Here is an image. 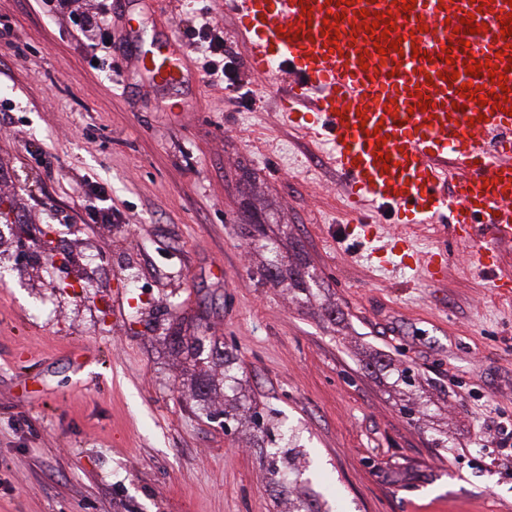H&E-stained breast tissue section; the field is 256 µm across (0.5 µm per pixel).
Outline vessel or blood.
<instances>
[{"mask_svg":"<svg viewBox=\"0 0 512 512\" xmlns=\"http://www.w3.org/2000/svg\"><path fill=\"white\" fill-rule=\"evenodd\" d=\"M224 16L247 52L250 71L287 76L280 117L303 139L323 144L356 222L350 233L376 234L369 215L396 224L448 225L470 246L477 273L494 288L512 289V35L503 19L512 0H224ZM393 14L398 46L377 53L365 28L373 14ZM473 17L478 33L459 29ZM449 51L450 61L440 58ZM495 60L504 85L466 65ZM137 64L153 79L185 74L168 44ZM473 83L481 98L464 88ZM505 104H498V94ZM426 111H418L420 97ZM388 272L417 271L439 284L445 252L419 253L408 237L371 251Z\"/></svg>","mask_w":512,"mask_h":512,"instance_id":"obj_1","label":"vessel or blood"}]
</instances>
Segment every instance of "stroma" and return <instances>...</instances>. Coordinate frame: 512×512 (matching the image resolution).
Wrapping results in <instances>:
<instances>
[{"instance_id":"35a3bbf8","label":"stroma","mask_w":512,"mask_h":512,"mask_svg":"<svg viewBox=\"0 0 512 512\" xmlns=\"http://www.w3.org/2000/svg\"><path fill=\"white\" fill-rule=\"evenodd\" d=\"M206 12L223 25L213 0H112L126 58L108 79L66 16L0 0V512H512V296L439 228L415 239L447 252L444 284L357 258L335 172L246 64L236 105L198 77L153 83L136 54L193 57ZM47 231L69 264L41 262ZM273 257L315 273L307 301L263 278ZM175 334L236 357L265 430L225 425L223 360ZM412 401L424 416L400 414ZM287 433L309 468L284 490L267 450Z\"/></svg>"}]
</instances>
